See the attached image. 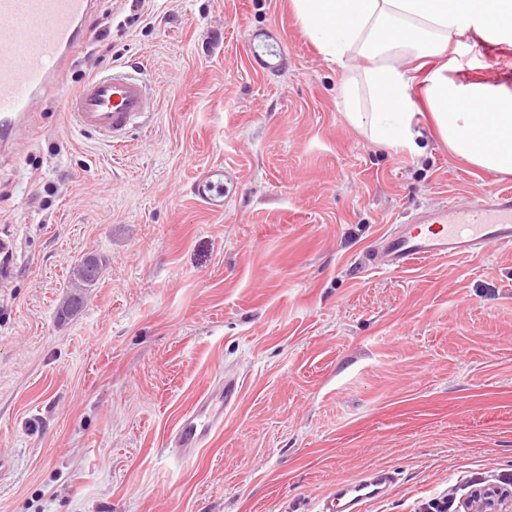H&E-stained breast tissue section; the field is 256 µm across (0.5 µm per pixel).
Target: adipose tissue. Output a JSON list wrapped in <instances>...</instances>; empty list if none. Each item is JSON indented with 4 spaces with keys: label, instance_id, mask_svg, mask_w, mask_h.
<instances>
[{
    "label": "adipose tissue",
    "instance_id": "adipose-tissue-1",
    "mask_svg": "<svg viewBox=\"0 0 512 512\" xmlns=\"http://www.w3.org/2000/svg\"><path fill=\"white\" fill-rule=\"evenodd\" d=\"M291 6L327 61L345 69L365 59L340 95L347 119L373 142L412 147L418 91L455 157L512 176V89L455 82L441 62L472 32L512 42V0H291Z\"/></svg>",
    "mask_w": 512,
    "mask_h": 512
}]
</instances>
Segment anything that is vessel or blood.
<instances>
[{
    "instance_id": "obj_1",
    "label": "vessel or blood",
    "mask_w": 512,
    "mask_h": 512,
    "mask_svg": "<svg viewBox=\"0 0 512 512\" xmlns=\"http://www.w3.org/2000/svg\"><path fill=\"white\" fill-rule=\"evenodd\" d=\"M91 0H0V146L11 139L35 97L51 88L65 55L83 34ZM74 125L120 148L130 131L157 108L145 90L139 67L113 66L85 81L65 99ZM210 171L197 183V195L210 208L223 209L214 194ZM512 250V189L500 188L468 202H451L416 212L384 234L368 262L401 272L431 259L474 255L487 247ZM236 380L225 379L218 392H206L184 413L172 435L179 456L192 459L209 438L224 427V411L236 400ZM394 482L386 468L337 483L324 496L318 512H363L366 503L383 499Z\"/></svg>"
}]
</instances>
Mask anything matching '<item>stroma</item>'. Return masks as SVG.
Returning <instances> with one entry per match:
<instances>
[{
  "label": "stroma",
  "mask_w": 512,
  "mask_h": 512,
  "mask_svg": "<svg viewBox=\"0 0 512 512\" xmlns=\"http://www.w3.org/2000/svg\"><path fill=\"white\" fill-rule=\"evenodd\" d=\"M277 30L283 68L253 70ZM59 87L0 154V512H317L336 482L394 472L363 512H419L512 475V252L405 272L364 255L419 207L512 186L345 117L344 72L290 0H92ZM143 65L159 107L113 149L64 98L88 71ZM451 78L512 87V45L468 37ZM231 171L209 211L194 187ZM101 278L66 323L77 261ZM240 384L190 461L171 443L215 380Z\"/></svg>",
  "instance_id": "1"
}]
</instances>
